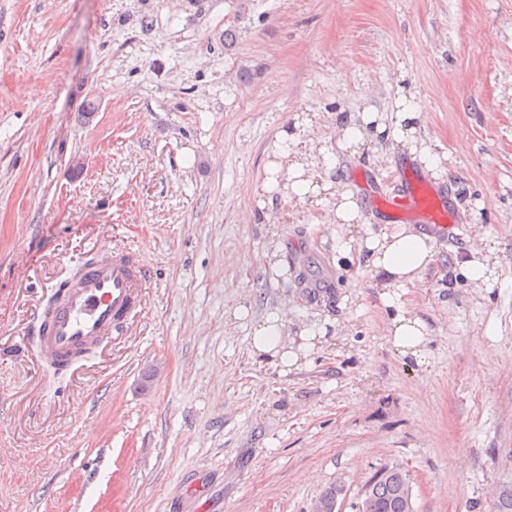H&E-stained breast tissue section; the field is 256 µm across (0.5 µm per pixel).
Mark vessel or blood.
I'll return each mask as SVG.
<instances>
[{
	"mask_svg": "<svg viewBox=\"0 0 512 512\" xmlns=\"http://www.w3.org/2000/svg\"><path fill=\"white\" fill-rule=\"evenodd\" d=\"M380 201L394 221L415 220L444 242L457 238L458 221L442 195L421 176L405 178L396 192ZM147 275V268L131 254L100 253L52 308L37 309L34 334L45 360L56 369H69L120 332L140 305L139 288Z\"/></svg>",
	"mask_w": 512,
	"mask_h": 512,
	"instance_id": "vessel-or-blood-1",
	"label": "vessel or blood"
}]
</instances>
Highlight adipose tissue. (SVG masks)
Here are the masks:
<instances>
[{"label": "adipose tissue", "instance_id": "adipose-tissue-1", "mask_svg": "<svg viewBox=\"0 0 512 512\" xmlns=\"http://www.w3.org/2000/svg\"><path fill=\"white\" fill-rule=\"evenodd\" d=\"M396 107V112L387 115L364 112L357 118L345 112L333 113L331 120L339 133L337 150L359 154L371 134L401 146L415 144L424 121L421 108L404 95L398 97ZM304 125V119L298 117L292 128L280 131L267 163V191L282 192L289 200L299 203L333 187L332 179L318 172L316 162L306 161L296 149ZM341 251L346 255L354 252L364 255V266L379 289L378 296L390 307L399 305L400 288L421 281L437 262L431 235L400 224L367 235L356 247L343 242ZM389 334L393 347L401 355L423 359L426 326L419 318L398 313L392 319ZM325 335L326 330L321 326L292 330L284 313L276 310L254 325L252 347L255 354L287 368L299 363L301 353Z\"/></svg>", "mask_w": 512, "mask_h": 512}]
</instances>
